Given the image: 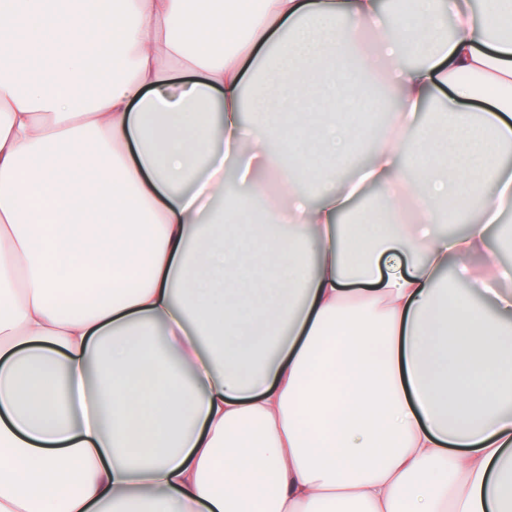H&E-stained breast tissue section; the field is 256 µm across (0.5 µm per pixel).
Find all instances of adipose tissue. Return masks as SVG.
I'll use <instances>...</instances> for the list:
<instances>
[{"label": "adipose tissue", "mask_w": 512, "mask_h": 512, "mask_svg": "<svg viewBox=\"0 0 512 512\" xmlns=\"http://www.w3.org/2000/svg\"><path fill=\"white\" fill-rule=\"evenodd\" d=\"M509 16L0 0V512H512ZM510 227L512 229V209L505 213L502 223L493 226L490 231L489 256L512 267V240L508 237Z\"/></svg>", "instance_id": "adipose-tissue-1"}]
</instances>
